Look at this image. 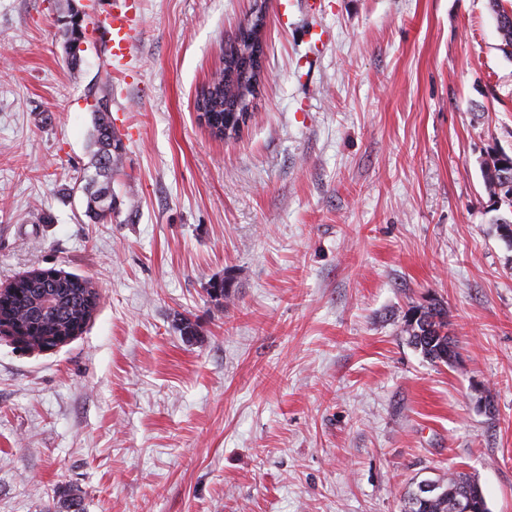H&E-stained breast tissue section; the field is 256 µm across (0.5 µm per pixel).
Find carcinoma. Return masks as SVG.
<instances>
[{
    "label": "carcinoma",
    "instance_id": "obj_1",
    "mask_svg": "<svg viewBox=\"0 0 512 512\" xmlns=\"http://www.w3.org/2000/svg\"><path fill=\"white\" fill-rule=\"evenodd\" d=\"M257 52H263V46L252 27L239 32L225 45L224 67L209 83V94L198 97V101L210 103L216 127L224 126V105L254 99L251 79ZM91 146L93 171L83 174L82 190L88 197V213L104 220L112 211V172L122 160L108 109L95 112ZM16 287L20 292L10 299L4 315L20 322L29 336L42 338L80 332L97 306L92 283L85 279L71 276L55 282L53 288H43L27 277L18 280ZM402 332L408 336L409 344L434 364H448V346L458 347L450 336L447 307L437 298L410 307L403 315ZM466 494L472 496L471 512H491L479 483L466 473L448 477L433 495L422 496L417 490L409 493L404 497L402 512H455V499Z\"/></svg>",
    "mask_w": 512,
    "mask_h": 512
}]
</instances>
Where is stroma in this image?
I'll return each mask as SVG.
<instances>
[{"instance_id": "obj_1", "label": "stroma", "mask_w": 512, "mask_h": 512, "mask_svg": "<svg viewBox=\"0 0 512 512\" xmlns=\"http://www.w3.org/2000/svg\"><path fill=\"white\" fill-rule=\"evenodd\" d=\"M111 2L0 0V286L41 268L99 292L59 347L0 334V512H401L457 472L512 512V246L480 166L512 155V58L486 0H291L284 27L265 0L233 140L196 98L255 0H141L119 62ZM68 3L91 17L76 70ZM101 97L122 163L96 224ZM431 297L457 366L401 332Z\"/></svg>"}]
</instances>
